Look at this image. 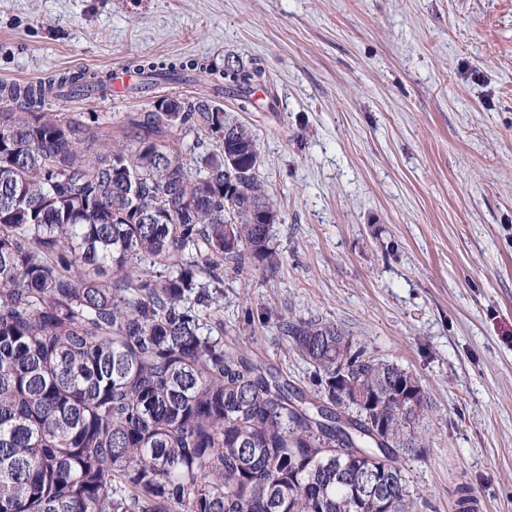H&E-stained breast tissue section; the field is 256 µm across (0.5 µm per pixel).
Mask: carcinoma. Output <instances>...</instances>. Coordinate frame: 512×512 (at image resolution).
Instances as JSON below:
<instances>
[{
	"label": "carcinoma",
	"mask_w": 512,
	"mask_h": 512,
	"mask_svg": "<svg viewBox=\"0 0 512 512\" xmlns=\"http://www.w3.org/2000/svg\"><path fill=\"white\" fill-rule=\"evenodd\" d=\"M133 67L151 82L184 70ZM261 76L220 73L243 112ZM65 88L106 94L103 77L63 72L0 83V101L43 106ZM180 102L100 151L80 122L0 113V512H417L401 466L425 447L416 375L333 322L282 317L318 375L310 398L224 344V270L276 264L262 157L210 100ZM226 153L245 162L226 170ZM130 156L133 193L117 172Z\"/></svg>",
	"instance_id": "1"
}]
</instances>
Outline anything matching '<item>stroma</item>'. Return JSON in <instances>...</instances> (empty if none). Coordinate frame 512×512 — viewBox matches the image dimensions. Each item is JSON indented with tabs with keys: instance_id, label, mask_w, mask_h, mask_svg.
I'll list each match as a JSON object with an SVG mask.
<instances>
[{
	"instance_id": "1",
	"label": "stroma",
	"mask_w": 512,
	"mask_h": 512,
	"mask_svg": "<svg viewBox=\"0 0 512 512\" xmlns=\"http://www.w3.org/2000/svg\"><path fill=\"white\" fill-rule=\"evenodd\" d=\"M137 57L255 64L261 176L278 262L224 275V341L306 394L280 316L342 325L416 375L427 446L404 472L420 512H512V0H0V82L104 73ZM186 80L57 99L96 144Z\"/></svg>"
}]
</instances>
